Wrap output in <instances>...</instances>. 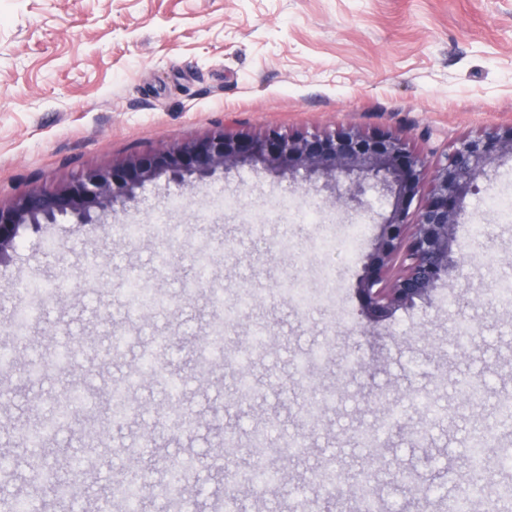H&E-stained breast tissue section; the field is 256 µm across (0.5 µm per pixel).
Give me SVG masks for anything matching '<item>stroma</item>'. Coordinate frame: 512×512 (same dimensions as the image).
Returning <instances> with one entry per match:
<instances>
[{"mask_svg": "<svg viewBox=\"0 0 512 512\" xmlns=\"http://www.w3.org/2000/svg\"><path fill=\"white\" fill-rule=\"evenodd\" d=\"M508 124L512 0H0L4 199L224 126L400 132L433 161L460 138ZM288 191L297 210L317 208L318 222L276 211ZM231 193L236 206L211 205ZM490 194L512 198V159L465 199L453 246L465 264L431 302L371 327L356 282L391 204L371 191L365 207L340 206L331 191L291 190L280 176L243 165L182 188L147 186L108 224L44 225L0 265V346H17L14 371L0 374L10 394L0 400V450L22 461L0 475V494L28 492L21 431L52 417L59 391L81 374L90 400L45 441V462L60 477L69 475L71 454L90 460L68 512H94L117 451L126 470L143 475L142 512H165L167 472L190 457L197 464L184 488L188 510L213 512L229 495L227 480L252 463L254 432L270 427L304 450L288 459L283 483L239 494L238 512H292L298 501L314 512H350L365 496L377 512H448L470 438L501 398H512V306L492 296L495 282H512V221L485 210ZM176 198L182 208H172ZM160 219L175 225L173 239L151 232ZM125 224L143 230L129 238ZM476 224L485 234L473 235ZM95 249L107 271L89 288L80 263ZM132 272L162 301L134 319L125 292ZM43 276L69 285L45 303L27 340L14 343L15 282ZM292 280L316 293L306 308L284 291ZM457 321L472 329L460 347ZM219 324L224 357L199 375L198 355ZM117 336L121 349L100 360ZM66 339L82 347L72 364L25 380L27 367ZM352 339L362 348L357 368L345 357ZM151 348L162 377L128 384ZM466 376L480 379L479 401L456 394ZM312 382L336 393L316 416L302 409ZM122 386V427L104 445L88 444L86 421L107 416ZM185 413L196 420L188 432L177 424ZM380 428L389 433L385 447L359 444L361 430ZM148 432L152 452L127 455ZM228 432L237 435L230 447ZM328 459L350 476L339 501L311 480Z\"/></svg>", "mask_w": 512, "mask_h": 512, "instance_id": "1", "label": "stroma"}]
</instances>
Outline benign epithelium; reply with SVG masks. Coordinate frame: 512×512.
I'll list each match as a JSON object with an SVG mask.
<instances>
[{
  "label": "benign epithelium",
  "instance_id": "7a95c632",
  "mask_svg": "<svg viewBox=\"0 0 512 512\" xmlns=\"http://www.w3.org/2000/svg\"><path fill=\"white\" fill-rule=\"evenodd\" d=\"M512 158V125L460 139L430 171L431 187L418 211L427 158L391 131L364 132L341 126L329 132L259 135L222 127L200 140L163 144L136 152L109 167L61 177L51 187L34 185L0 201V265L10 262L17 239L44 224L72 219L105 224L136 190L165 178L181 187L243 164H260L289 182L336 185V203L358 201L365 186L393 198L357 280L360 314L377 324L394 311L426 302L440 281L464 259L453 254L463 203L481 182H490Z\"/></svg>",
  "mask_w": 512,
  "mask_h": 512
}]
</instances>
